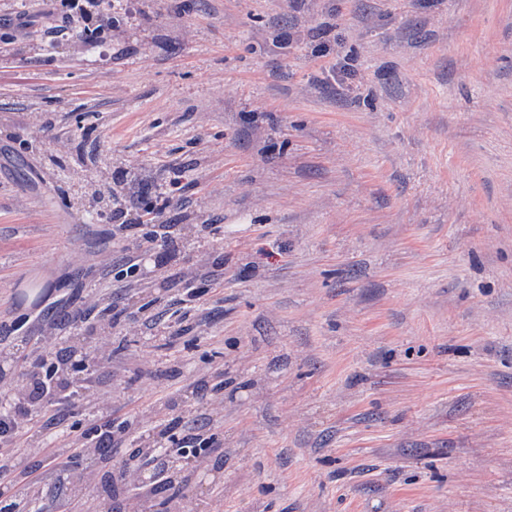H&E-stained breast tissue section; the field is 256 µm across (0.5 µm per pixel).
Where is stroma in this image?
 Instances as JSON below:
<instances>
[{
	"label": "stroma",
	"mask_w": 512,
	"mask_h": 512,
	"mask_svg": "<svg viewBox=\"0 0 512 512\" xmlns=\"http://www.w3.org/2000/svg\"><path fill=\"white\" fill-rule=\"evenodd\" d=\"M87 9L92 41L47 0H0V345L111 351L100 406L65 403L9 457L107 423L131 450L220 365L198 512H512V0ZM127 195L179 245L131 291ZM215 258L223 282L180 314L181 272ZM113 298L155 327L75 320ZM39 312L63 321L51 340L13 327ZM12 479L16 512L123 510Z\"/></svg>",
	"instance_id": "stroma-1"
}]
</instances>
